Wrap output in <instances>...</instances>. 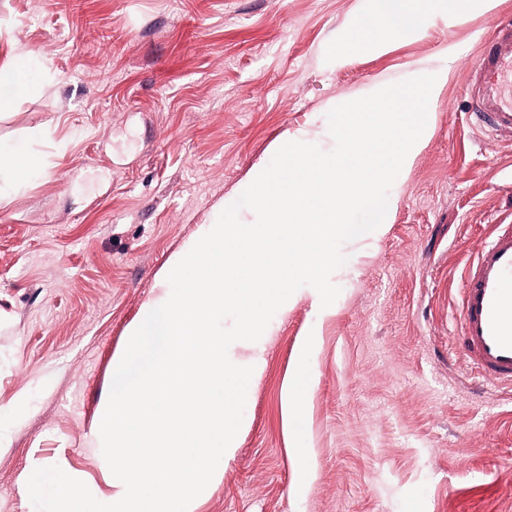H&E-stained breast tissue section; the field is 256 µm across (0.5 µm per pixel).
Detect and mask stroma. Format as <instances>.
<instances>
[{
  "instance_id": "1",
  "label": "stroma",
  "mask_w": 512,
  "mask_h": 512,
  "mask_svg": "<svg viewBox=\"0 0 512 512\" xmlns=\"http://www.w3.org/2000/svg\"><path fill=\"white\" fill-rule=\"evenodd\" d=\"M372 0H0V56L39 82L0 140L45 165L0 202V512H36L25 472L108 491L91 424L112 357L169 258L237 200L284 139L325 146L327 114L454 51L435 133L391 187L383 233L346 242L329 311L312 287L274 315L238 448L197 512H512V388L452 349L459 273L512 223V141L471 125L484 38L512 0L376 53L344 52ZM313 379L295 425L281 392Z\"/></svg>"
}]
</instances>
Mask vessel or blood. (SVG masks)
<instances>
[{
  "label": "vessel or blood",
  "mask_w": 512,
  "mask_h": 512,
  "mask_svg": "<svg viewBox=\"0 0 512 512\" xmlns=\"http://www.w3.org/2000/svg\"><path fill=\"white\" fill-rule=\"evenodd\" d=\"M477 81L472 122L512 138V29L489 41ZM458 311L454 345L471 371L512 386V224L494 225L464 264Z\"/></svg>",
  "instance_id": "1"
}]
</instances>
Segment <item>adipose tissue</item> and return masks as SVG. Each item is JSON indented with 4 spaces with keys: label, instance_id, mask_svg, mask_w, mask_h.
Masks as SVG:
<instances>
[{
    "label": "adipose tissue",
    "instance_id": "obj_1",
    "mask_svg": "<svg viewBox=\"0 0 512 512\" xmlns=\"http://www.w3.org/2000/svg\"><path fill=\"white\" fill-rule=\"evenodd\" d=\"M469 0H376V14L366 17L344 40L346 49L362 45L374 52L386 50L390 39L422 36L429 20L455 26L465 15ZM33 54L13 46L0 62V107L27 97L35 88L31 77ZM40 168L20 147L0 142V196L37 176Z\"/></svg>",
    "mask_w": 512,
    "mask_h": 512
}]
</instances>
